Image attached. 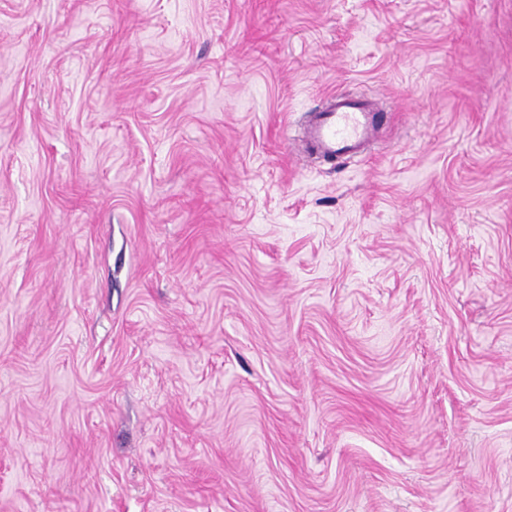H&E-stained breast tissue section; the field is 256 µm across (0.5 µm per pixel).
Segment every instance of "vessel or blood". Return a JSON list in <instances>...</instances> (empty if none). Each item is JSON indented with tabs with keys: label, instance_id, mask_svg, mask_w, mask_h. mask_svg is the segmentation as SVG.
Returning a JSON list of instances; mask_svg holds the SVG:
<instances>
[{
	"label": "vessel or blood",
	"instance_id": "1",
	"mask_svg": "<svg viewBox=\"0 0 512 512\" xmlns=\"http://www.w3.org/2000/svg\"><path fill=\"white\" fill-rule=\"evenodd\" d=\"M375 136L374 114L369 105L347 95H333L304 127V138L321 156L353 157Z\"/></svg>",
	"mask_w": 512,
	"mask_h": 512
}]
</instances>
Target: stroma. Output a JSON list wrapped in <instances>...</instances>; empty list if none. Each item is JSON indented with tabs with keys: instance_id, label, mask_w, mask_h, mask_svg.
Segmentation results:
<instances>
[{
	"instance_id": "obj_1",
	"label": "stroma",
	"mask_w": 512,
	"mask_h": 512,
	"mask_svg": "<svg viewBox=\"0 0 512 512\" xmlns=\"http://www.w3.org/2000/svg\"><path fill=\"white\" fill-rule=\"evenodd\" d=\"M0 512H512V0H0ZM374 112L348 95H332L304 127V138L323 157H355L374 139Z\"/></svg>"
}]
</instances>
